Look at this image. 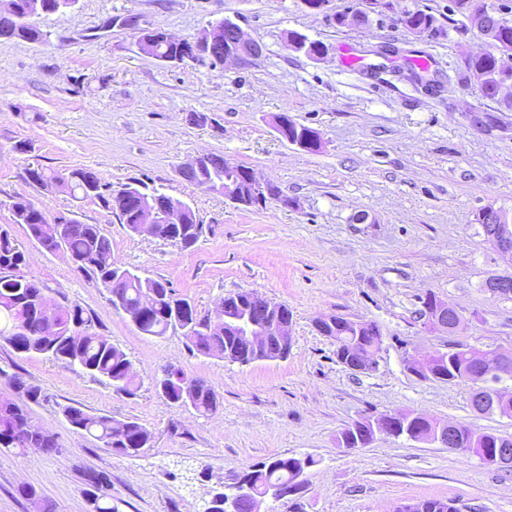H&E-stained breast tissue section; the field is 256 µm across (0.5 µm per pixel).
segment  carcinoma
<instances>
[{
    "label": "carcinoma",
    "mask_w": 512,
    "mask_h": 512,
    "mask_svg": "<svg viewBox=\"0 0 512 512\" xmlns=\"http://www.w3.org/2000/svg\"><path fill=\"white\" fill-rule=\"evenodd\" d=\"M39 3L45 14L57 12L58 0H0V37L5 40H21L41 43L44 31L27 19L32 4ZM507 9L503 4L487 0H454L451 12L459 18H448V28L461 36L477 33L484 37L486 48L478 53H462L458 62V75L462 81L477 80L481 96L493 98L499 94L498 87L503 73L498 71V62L505 54H512V20L504 25L489 29L478 22L476 13L495 9ZM401 24L428 39L446 35V29L430 11L420 7L406 9L400 17ZM288 42L297 44L296 50L312 57L325 50L320 41L291 31ZM142 53L159 61L177 58L185 54L188 46L167 41L163 34L154 32L139 38ZM224 157L212 155L202 164L198 175L189 183L204 191H219L224 180L241 183L250 168L238 164L224 168ZM30 180L40 186L54 184L66 190L78 200H92L115 214L124 227L140 223L139 202L147 196L154 199L159 215L158 223L145 229V235L167 240L171 238L167 212L163 207L165 193L149 187L143 181L122 185L118 189L104 181L90 168L63 169L46 172L43 168L28 169ZM14 223L27 227L29 236L48 252L65 251L75 264V269L84 273L97 287L112 291V272L118 266L112 261V244L98 224H85L76 217L60 224L56 217L36 207L22 196L9 203ZM179 220L182 225V248L195 245L201 236L197 232L196 212L189 207ZM25 254L6 229H0V341L15 352L30 355L42 354L60 362L65 367L78 368L80 373L93 378H105L119 390L131 394L135 379L131 362L126 354L112 344V341L94 330L92 316L80 305H61L47 295L43 288L24 271ZM125 313L142 316L139 330L146 335L161 337L170 330L180 329L188 340L190 351L223 358L231 363L249 364L257 361L254 352L244 349L238 338L224 332V321L201 318L195 305L176 296L169 283L149 277L136 276L123 283ZM227 315L238 316L242 307L249 305L246 293L239 291L226 296ZM368 323H361L342 316L335 317L334 326H325L319 333L336 342V358L342 361L352 359L356 351H365L372 346V333ZM476 362L464 352L457 351L449 358L441 357L432 362L428 372L420 374L424 380L460 384L464 378L476 374ZM187 377L181 368L163 374L157 387L163 388L165 400L179 406H188L200 416L215 412L220 406L218 393L201 379H193L194 390L190 399L183 394V378ZM10 387L19 399L15 404L17 412L6 414L0 409V448H40L46 454L58 452L54 435L40 429L33 436L24 437L17 433L21 423L30 419L28 402L39 401L37 388L26 384L21 378L9 380ZM481 411L512 418V393L499 401L486 402ZM63 414L69 424L78 432L88 434L113 447V439L124 448H143L151 439V433L134 419L116 421L109 416L95 415L81 406H68ZM436 422L419 414L414 419L416 436L423 441L433 439ZM461 436L477 439L475 455L491 466L493 462L484 459L497 448H512V436L504 437L492 432L474 431L471 427L460 426ZM317 460L311 455L275 458L260 462L240 477L244 493L239 502L238 512H255L259 498L267 495L274 483L290 484ZM86 498L96 503V512H116L112 506V483L102 472L90 471L84 475ZM19 495L28 500L37 512H52V505L32 485L18 488ZM405 512H457L449 500L427 499L405 508Z\"/></svg>",
    "instance_id": "cac0c4a2"
}]
</instances>
